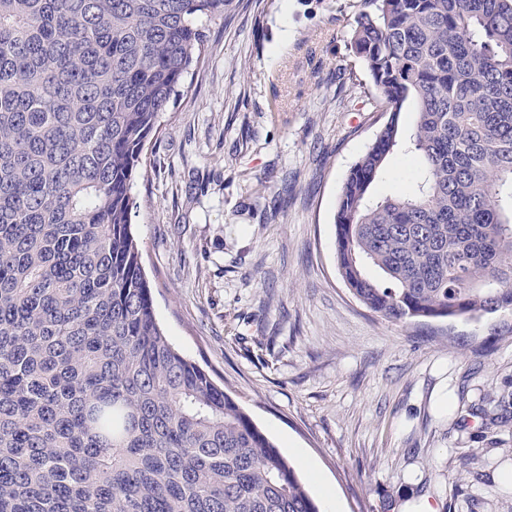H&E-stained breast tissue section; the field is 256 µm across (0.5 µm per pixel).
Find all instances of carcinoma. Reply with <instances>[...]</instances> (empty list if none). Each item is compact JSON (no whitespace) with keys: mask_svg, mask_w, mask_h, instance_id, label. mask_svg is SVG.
<instances>
[{"mask_svg":"<svg viewBox=\"0 0 512 512\" xmlns=\"http://www.w3.org/2000/svg\"><path fill=\"white\" fill-rule=\"evenodd\" d=\"M227 2L0 0V512H319L167 338L131 230ZM350 49L385 121L338 198L339 276L395 323L512 316V0H356ZM396 152L413 181L374 193Z\"/></svg>","mask_w":512,"mask_h":512,"instance_id":"obj_1","label":"carcinoma"}]
</instances>
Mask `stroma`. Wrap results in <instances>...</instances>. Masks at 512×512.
I'll return each instance as SVG.
<instances>
[{
  "label": "stroma",
  "mask_w": 512,
  "mask_h": 512,
  "mask_svg": "<svg viewBox=\"0 0 512 512\" xmlns=\"http://www.w3.org/2000/svg\"><path fill=\"white\" fill-rule=\"evenodd\" d=\"M354 3L231 0L207 22L132 188L155 314L321 512H512V419L481 417L512 393L500 316L394 324L336 270L338 195L383 122Z\"/></svg>",
  "instance_id": "35a3bbf8"
}]
</instances>
